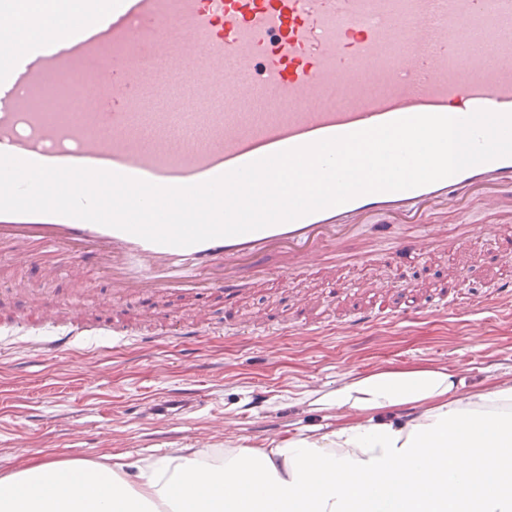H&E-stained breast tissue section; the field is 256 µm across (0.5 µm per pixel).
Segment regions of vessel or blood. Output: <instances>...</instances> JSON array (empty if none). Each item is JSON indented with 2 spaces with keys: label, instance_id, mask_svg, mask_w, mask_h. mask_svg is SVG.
Instances as JSON below:
<instances>
[{
  "label": "vessel or blood",
  "instance_id": "obj_1",
  "mask_svg": "<svg viewBox=\"0 0 512 512\" xmlns=\"http://www.w3.org/2000/svg\"><path fill=\"white\" fill-rule=\"evenodd\" d=\"M38 31L21 0H0V153L105 169L163 186L200 183L276 152L419 114L512 113V0H82ZM496 217L512 256V158L418 188L363 194L290 222L189 247L56 214L0 213V250L28 247L20 270L74 282L96 269L111 297L95 321L55 303L9 319L34 353L83 336L126 342L112 308L212 292L239 304L241 275L268 256L281 281L330 263L359 224L407 228L392 254L464 250L465 214ZM435 294L394 311L386 300L349 329L451 310Z\"/></svg>",
  "mask_w": 512,
  "mask_h": 512
}]
</instances>
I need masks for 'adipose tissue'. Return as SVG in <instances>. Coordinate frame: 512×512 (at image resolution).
Wrapping results in <instances>:
<instances>
[{
    "label": "adipose tissue",
    "instance_id": "adipose-tissue-1",
    "mask_svg": "<svg viewBox=\"0 0 512 512\" xmlns=\"http://www.w3.org/2000/svg\"><path fill=\"white\" fill-rule=\"evenodd\" d=\"M297 402L328 424L265 448L24 458L0 512H512L511 373L470 388L444 365L352 370Z\"/></svg>",
    "mask_w": 512,
    "mask_h": 512
}]
</instances>
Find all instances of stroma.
I'll use <instances>...</instances> for the list:
<instances>
[{"instance_id": "stroma-1", "label": "stroma", "mask_w": 512, "mask_h": 512, "mask_svg": "<svg viewBox=\"0 0 512 512\" xmlns=\"http://www.w3.org/2000/svg\"><path fill=\"white\" fill-rule=\"evenodd\" d=\"M471 222L478 234L468 250L405 263L407 283L418 295L433 293L456 268L469 270L477 298L487 280L512 277V260L500 256L483 215L474 214ZM387 247V238L364 226L351 246L358 259L338 261L334 276L306 272L286 284L272 273L246 276L237 311L253 323L246 335L230 328L224 298L216 293L213 334L141 336L124 346L97 336L41 357L31 355L3 321L33 309L42 282L34 276L26 286H14L13 259L0 257V477L23 454L101 462L113 454L157 456L228 438L262 447L319 422L318 414L292 405L294 395L333 388L353 369L465 365L473 388L489 376L512 372V308L396 318L356 331L337 322V295L345 296L347 306L363 308L372 299L371 283L394 288L383 266ZM303 297L310 315L323 320L317 331L290 329L300 319ZM180 392L197 394L200 408L172 420L141 418L143 403Z\"/></svg>"}]
</instances>
